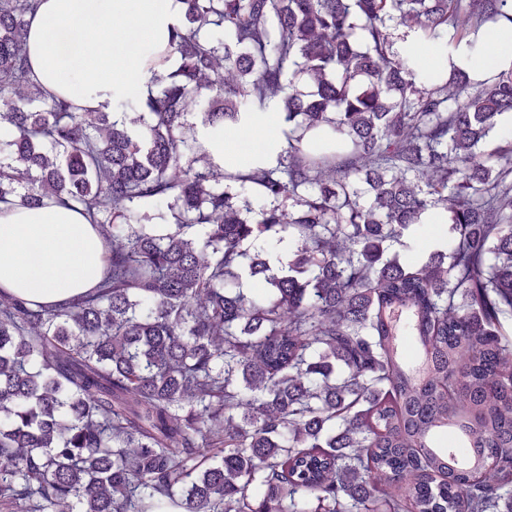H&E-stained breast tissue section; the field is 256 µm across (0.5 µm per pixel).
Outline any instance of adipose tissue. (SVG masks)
<instances>
[{
    "mask_svg": "<svg viewBox=\"0 0 512 512\" xmlns=\"http://www.w3.org/2000/svg\"><path fill=\"white\" fill-rule=\"evenodd\" d=\"M179 0H41L27 34L35 80L50 94L80 88L78 103L110 109L114 99L143 93V57L180 26ZM142 31L137 49L120 45L118 27ZM248 133L264 132L259 166H277L287 148L284 113H253ZM105 266L102 238L80 211L47 203H0V291L46 305L85 293Z\"/></svg>",
    "mask_w": 512,
    "mask_h": 512,
    "instance_id": "obj_1",
    "label": "adipose tissue"
}]
</instances>
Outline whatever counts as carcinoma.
I'll list each match as a JSON object with an SVG mask.
<instances>
[{"label":"carcinoma","mask_w":512,"mask_h":512,"mask_svg":"<svg viewBox=\"0 0 512 512\" xmlns=\"http://www.w3.org/2000/svg\"><path fill=\"white\" fill-rule=\"evenodd\" d=\"M180 2L121 121L46 94L38 0H0V203L81 211L108 261L59 306L0 295V501L512 512V65L398 48H472L512 0ZM190 103L213 130L278 105L279 166L215 164ZM474 39L477 41L476 47L481 51L480 44L485 43L489 39V35L485 30H481L475 34ZM497 56L498 54L491 55L482 51L481 55L472 56L468 52L462 51L454 54L450 61L447 58H430L426 60V63L429 69L446 68L449 71L454 64L468 71L473 68L478 72L491 73L497 68V60L495 59Z\"/></svg>","instance_id":"carcinoma-1"}]
</instances>
